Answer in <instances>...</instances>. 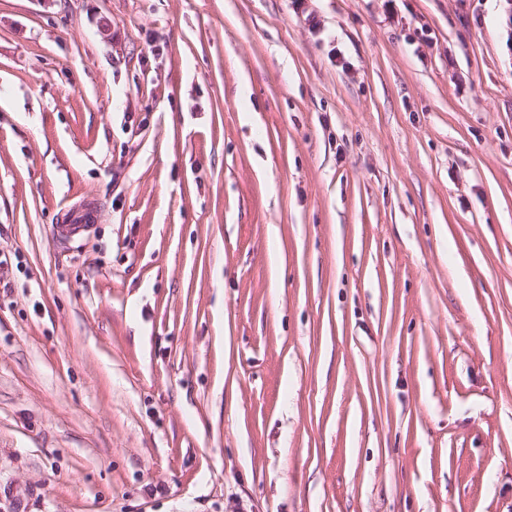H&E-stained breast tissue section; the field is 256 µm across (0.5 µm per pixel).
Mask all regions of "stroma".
Returning a JSON list of instances; mask_svg holds the SVG:
<instances>
[{
  "mask_svg": "<svg viewBox=\"0 0 512 512\" xmlns=\"http://www.w3.org/2000/svg\"><path fill=\"white\" fill-rule=\"evenodd\" d=\"M305 5L0 0V512H512V0Z\"/></svg>",
  "mask_w": 512,
  "mask_h": 512,
  "instance_id": "35a3bbf8",
  "label": "stroma"
}]
</instances>
